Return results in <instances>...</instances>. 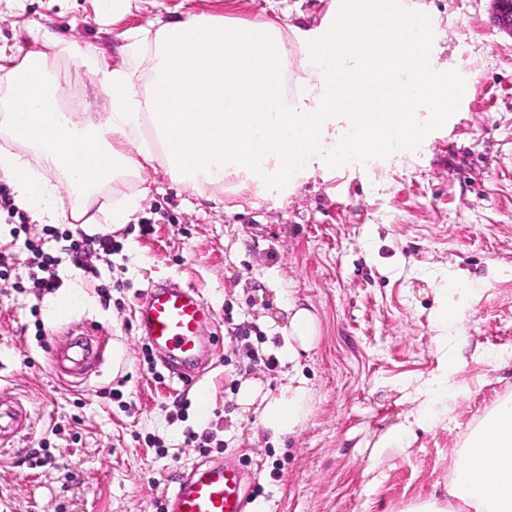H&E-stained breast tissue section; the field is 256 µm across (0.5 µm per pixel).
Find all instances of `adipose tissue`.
<instances>
[{"label": "adipose tissue", "mask_w": 512, "mask_h": 512, "mask_svg": "<svg viewBox=\"0 0 512 512\" xmlns=\"http://www.w3.org/2000/svg\"><path fill=\"white\" fill-rule=\"evenodd\" d=\"M300 47L289 70L285 37ZM124 61H98L110 100L100 119L61 111L58 91L35 56L21 63L0 52V77L21 101L0 114V171L18 207L40 223H59L61 172L82 203L98 200L103 224L120 231L146 195V167L160 162L183 189L202 192L223 181L234 188L286 194L316 171L356 157L407 152L428 126L444 122L460 88L436 69L432 33L420 10L402 0H334L321 24L231 25L190 18L125 36ZM412 43L417 62L403 64ZM162 123L154 141L143 128ZM198 142L186 156L181 139ZM23 152H16V145ZM130 176L131 193L101 189ZM306 381L291 376L278 393L244 381L237 402L258 427L281 439L309 414ZM449 501L431 498L408 512H512V405L486 416L458 454Z\"/></svg>", "instance_id": "1"}]
</instances>
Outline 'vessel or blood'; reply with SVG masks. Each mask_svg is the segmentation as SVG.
I'll return each mask as SVG.
<instances>
[{"label":"vessel or blood","instance_id":"1","mask_svg":"<svg viewBox=\"0 0 512 512\" xmlns=\"http://www.w3.org/2000/svg\"><path fill=\"white\" fill-rule=\"evenodd\" d=\"M138 327L154 350L166 352L173 377L192 388L199 407H206L208 391L201 381L211 364L201 346V329L210 309L198 289L170 282L146 289L138 306ZM105 340L85 323L74 322L54 360L62 376L85 379L104 362ZM27 429L21 406L0 398V437L15 438ZM250 497L242 470L210 459L194 465L171 489L167 512H250Z\"/></svg>","mask_w":512,"mask_h":512}]
</instances>
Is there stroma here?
I'll return each instance as SVG.
<instances>
[{
	"label": "stroma",
	"mask_w": 512,
	"mask_h": 512,
	"mask_svg": "<svg viewBox=\"0 0 512 512\" xmlns=\"http://www.w3.org/2000/svg\"><path fill=\"white\" fill-rule=\"evenodd\" d=\"M405 2L424 7L433 61L465 89L411 152L316 173L283 198L228 190L219 207L151 170L111 270L92 278L62 263V287L39 300L0 288V394L32 421L0 445V512H156L202 458L184 443L190 429L209 431L211 458L251 470L254 512H407L445 496L469 433L512 400V363L497 359L512 349V34L495 24L493 0ZM191 16L286 22L275 0H0V48L17 62L40 55L60 88H75L78 111L97 114L109 98L96 60L120 66L128 31ZM169 280L197 286L211 309L205 334L219 344L204 413L160 360H143L134 306ZM443 289L463 315L444 345ZM292 305L316 324L293 360ZM73 319L122 352L77 387L58 380L50 356ZM247 346L260 362L239 358ZM445 355L457 370L433 424L372 459L375 440L423 405ZM296 373L311 411L275 441L237 390L250 379L275 393ZM43 444L52 459L41 466Z\"/></svg>",
	"instance_id": "obj_1"
}]
</instances>
